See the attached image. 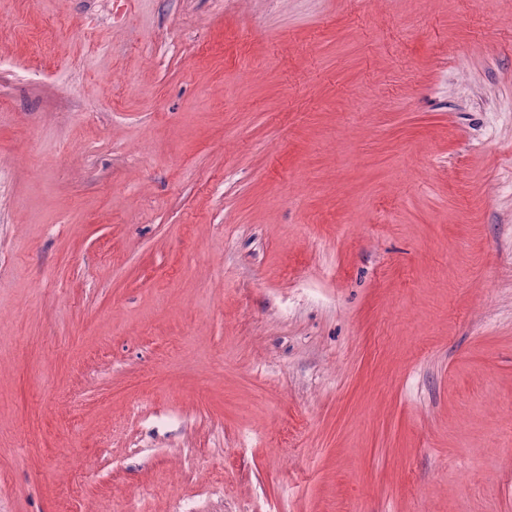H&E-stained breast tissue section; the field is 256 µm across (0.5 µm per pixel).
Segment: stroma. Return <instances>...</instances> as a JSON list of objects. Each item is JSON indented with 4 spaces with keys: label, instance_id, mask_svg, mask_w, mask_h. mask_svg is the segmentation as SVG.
<instances>
[{
    "label": "stroma",
    "instance_id": "1",
    "mask_svg": "<svg viewBox=\"0 0 512 512\" xmlns=\"http://www.w3.org/2000/svg\"><path fill=\"white\" fill-rule=\"evenodd\" d=\"M0 35V512H512V0Z\"/></svg>",
    "mask_w": 512,
    "mask_h": 512
}]
</instances>
